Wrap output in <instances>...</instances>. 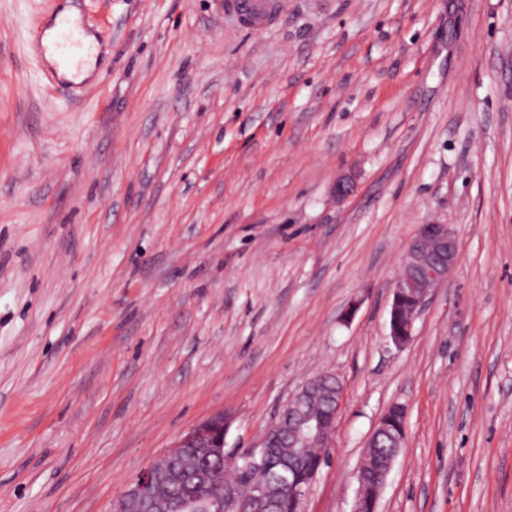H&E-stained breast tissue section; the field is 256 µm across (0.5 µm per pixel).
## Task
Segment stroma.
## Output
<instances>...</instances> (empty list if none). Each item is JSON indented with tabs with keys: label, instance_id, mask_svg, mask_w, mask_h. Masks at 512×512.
Here are the masks:
<instances>
[{
	"label": "stroma",
	"instance_id": "obj_1",
	"mask_svg": "<svg viewBox=\"0 0 512 512\" xmlns=\"http://www.w3.org/2000/svg\"><path fill=\"white\" fill-rule=\"evenodd\" d=\"M101 77L38 48L64 0H0V512H110L225 413L261 440L314 375L335 431L302 512H512V0H75ZM355 180L342 200L336 180ZM458 260L389 337L420 225ZM254 27L264 28L287 7V0H227ZM391 413L403 414L406 412L403 405L394 403L390 405L381 416L377 426L369 436L366 444V448L369 449L367 451V456L365 457V465L369 471L375 469L381 463L384 448H379L378 442L379 438L386 435L388 432V424L386 423V420L388 416L391 415ZM397 448L399 449L392 450L390 455L381 463L378 469L371 476H368L365 472L363 459L357 472L358 485L355 492L354 507L352 512H364L362 511V507L366 501H370L374 503V505L376 504L381 491L386 484L387 477L391 471L393 463L401 450L400 446ZM372 503L368 505V508L374 507Z\"/></svg>",
	"mask_w": 512,
	"mask_h": 512
}]
</instances>
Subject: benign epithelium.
<instances>
[{
    "instance_id": "obj_1",
    "label": "benign epithelium",
    "mask_w": 512,
    "mask_h": 512,
    "mask_svg": "<svg viewBox=\"0 0 512 512\" xmlns=\"http://www.w3.org/2000/svg\"><path fill=\"white\" fill-rule=\"evenodd\" d=\"M459 247L455 231L440 223L420 225L405 246L402 269L392 285L389 337L395 346L403 347L411 340L414 323L426 303L436 289L448 281V274L458 259ZM330 379L336 381L335 407H340L343 385L331 372L310 378L283 405L282 411L291 416L288 421L291 440L288 447L280 449L281 455L292 459L306 455L311 449L321 455L328 447L335 422L310 412L308 406L317 396L322 382ZM393 413H405L404 406L394 403L386 409L366 447H378L379 438L388 432L386 420ZM229 425L228 417L218 413L187 431L173 449L157 456L130 483L113 505V512H188L197 500L199 489L207 492L212 512H281L287 501L295 507L301 505L318 472L315 467L300 472L293 464H284L274 480L249 481L245 487L226 479V466L235 467L244 477L270 471L274 467L272 442L278 429V424H273L257 446L239 455L225 451L224 438ZM187 448L198 449L206 458L219 455L225 466L201 464L191 475L190 486L171 501L162 494L161 488L176 473V464ZM398 454L399 451H392L371 476L366 474L364 466H359L352 512H362L367 501H378Z\"/></svg>"
}]
</instances>
